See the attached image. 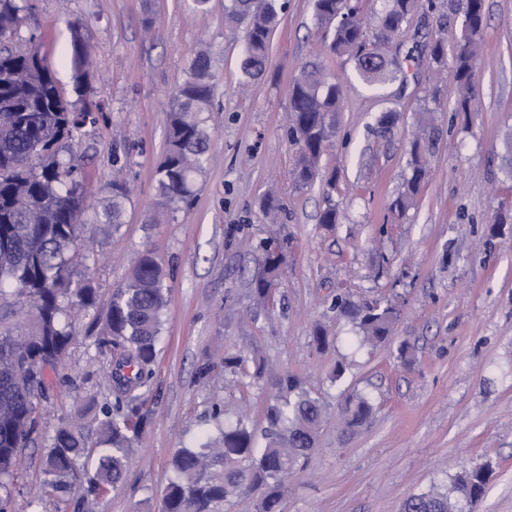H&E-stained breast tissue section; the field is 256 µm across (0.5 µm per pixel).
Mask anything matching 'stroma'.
Returning <instances> with one entry per match:
<instances>
[{"label":"stroma","instance_id":"35a3bbf8","mask_svg":"<svg viewBox=\"0 0 512 512\" xmlns=\"http://www.w3.org/2000/svg\"><path fill=\"white\" fill-rule=\"evenodd\" d=\"M225 3L210 0L199 13L192 0L25 2L16 44L35 47L64 97L96 117L60 150L89 175L83 235L91 255L73 267L90 281L95 301L72 313L74 340L51 398L39 405L42 431L9 488L11 512H28L30 497L41 493L40 458L55 428L107 395L114 361L94 343L96 320L147 250L162 264L169 298L148 424L122 484L101 495L77 488L83 512H159L175 452L213 408L226 421L245 414L263 428L284 372L301 378L327 418L304 469L284 481L283 512H400L410 495L486 464V491L465 512H512V223L494 221L512 216V0H485L466 121L454 111L452 71L432 77L425 53L436 38L455 47L462 14L443 27L418 11L404 37L415 62L404 80L375 88L352 61L319 54L313 0H286L267 69L244 89L246 30L225 24ZM77 22L91 73L80 95L70 64ZM201 50L218 76L204 115L208 161L192 206L160 218L167 112ZM315 60L341 84L344 100L322 176L302 187L290 175L298 147L288 136V109L293 80ZM390 107L394 126L378 133ZM422 124L433 142L428 174L415 205L400 214L390 205L411 174L410 141ZM116 163L132 193L112 227L98 213ZM330 206L340 220L327 229L319 216ZM274 231L287 243L286 264L271 303L259 307L251 291L262 271L257 245ZM339 294L359 308L377 302L398 310L384 343H360L356 318L332 306ZM318 326L330 340L322 350L313 341ZM402 345L409 361L398 356ZM227 353L263 358L268 371L227 374ZM205 356L214 368L201 380L195 370ZM339 364L344 374L335 382ZM352 396L365 397L372 410L366 423L348 428L341 411ZM41 495L39 512H56L55 497Z\"/></svg>","mask_w":512,"mask_h":512}]
</instances>
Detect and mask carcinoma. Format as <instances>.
I'll return each instance as SVG.
<instances>
[{"label": "carcinoma", "instance_id": "1", "mask_svg": "<svg viewBox=\"0 0 512 512\" xmlns=\"http://www.w3.org/2000/svg\"><path fill=\"white\" fill-rule=\"evenodd\" d=\"M387 2L386 11L371 28L362 16V0H314L327 54L353 61L369 84H385L405 76L404 62L412 51L403 55L401 48L414 13L422 7L441 16L447 10L460 11L463 34L453 56H448L441 38L429 43L427 56L432 68H452L456 112H471L474 65L485 24L484 0ZM23 10L19 0H0V35H4L0 38V308L28 305V318L21 325L0 316V488L3 480L19 477L17 458L36 436L38 403L52 389L46 374L61 365L72 341L66 308L73 302L88 306L94 301L93 289L74 280L70 256L81 243L84 177L73 159L59 155V145L80 133L90 112L61 95L37 50L9 46ZM281 10L278 0H229L224 5L230 21L246 26L244 81L265 72ZM87 58L88 44L77 30L70 62L78 93L90 80ZM216 80L210 55L203 50L191 60L187 78L173 95L166 150L157 168L158 207L163 211H177L188 202L193 177L205 168L210 132L203 114L211 111ZM342 106L341 86L328 81L318 63L304 65L290 95L288 132L299 146L292 170L296 182L308 185L319 175L318 158L336 136V116ZM431 146L422 137L412 141L411 177L392 201L391 210L402 214L415 205ZM105 192L100 221L119 224L128 199L126 185L115 177ZM260 250L263 270L253 280L252 294L262 304L269 300L285 262L284 242L271 237L262 241ZM166 306L162 268L147 250L131 277L113 291L97 340L98 346L111 347L114 368L111 396L91 407L96 441H89L85 425L64 421L42 457L41 487L56 494L57 512L67 509L73 487L82 480L97 493L122 482L132 442L147 424L145 394L152 389ZM396 319L392 307L359 312L362 340L385 341ZM277 386L279 395L265 414V446H255L256 429L243 416L216 435L203 434L197 446L179 449L172 459L175 478L166 488L161 512H214L218 503L253 489L262 490L257 512H281L282 481L314 452L326 410L294 374L281 376ZM368 413L363 398L352 399L344 410L345 424L357 426ZM488 475L487 466L465 469L455 476L451 490L411 495L403 502L402 512H461L458 498L480 499Z\"/></svg>", "mask_w": 512, "mask_h": 512}]
</instances>
